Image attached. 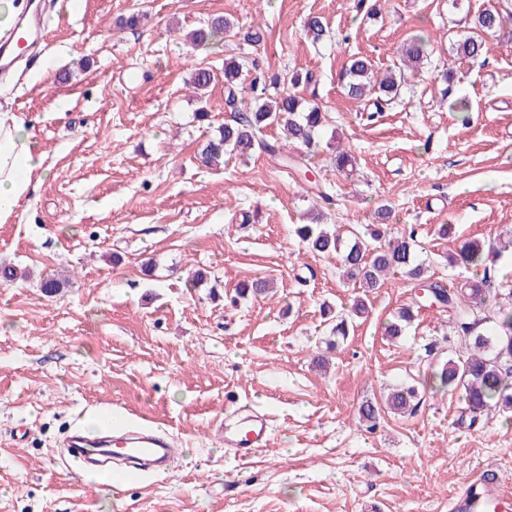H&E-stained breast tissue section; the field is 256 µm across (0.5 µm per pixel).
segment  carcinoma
I'll use <instances>...</instances> for the list:
<instances>
[{
	"label": "carcinoma",
	"instance_id": "cac0c4a2",
	"mask_svg": "<svg viewBox=\"0 0 512 512\" xmlns=\"http://www.w3.org/2000/svg\"><path fill=\"white\" fill-rule=\"evenodd\" d=\"M507 17L491 5L478 14L475 26L483 31L500 28ZM238 35L234 22L216 17L187 35L193 49H208L226 38ZM482 42L467 35L456 43V55L476 57ZM427 42L420 36L407 40L401 51L402 67L382 76L374 73L371 61L362 56L350 59L339 75L344 95L359 103L370 95L378 101L395 98L405 81L406 69L419 67L428 59ZM213 73L197 67L189 85L196 91L209 87ZM312 73H294L267 80L257 61L250 64L227 58L224 60L225 102L234 119L217 130L200 151L202 161L210 166L224 164V156H249L259 151L287 160L298 171H305L302 156L315 155L319 133L325 126L324 106L316 94L308 97L296 88L310 87ZM276 126L282 139H267L266 130ZM391 211L379 206L373 212L376 227L361 233L354 227L347 234L330 231L320 224H298L294 235L305 250L316 254L335 253L341 258L342 276L372 292L381 287L387 275L400 271L416 287L425 291L429 306L448 314L454 346L452 356L432 368L421 382L423 389L458 396L460 423L472 429L497 412L505 421L512 420V289L506 293L493 285V258L501 252L495 239H470L461 244L450 264L483 268L482 276L467 288H449L443 282L426 276V264L417 257L418 243L414 232H404L381 242L382 227L388 225ZM270 290L266 280L242 283L236 289L239 298L260 297ZM421 306L415 302L401 308L396 320L385 328L395 340L404 327L415 319ZM369 314L363 298H355L351 309L337 313L323 307V315L331 322V332L338 338L349 335L357 319ZM420 404L419 388L397 385L381 400L367 401L359 408L358 420L374 429L387 413L412 415Z\"/></svg>",
	"mask_w": 512,
	"mask_h": 512
}]
</instances>
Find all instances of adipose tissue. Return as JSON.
I'll return each instance as SVG.
<instances>
[{"label":"adipose tissue","instance_id":"obj_1","mask_svg":"<svg viewBox=\"0 0 512 512\" xmlns=\"http://www.w3.org/2000/svg\"><path fill=\"white\" fill-rule=\"evenodd\" d=\"M44 156L24 121L0 112V223H6L28 195Z\"/></svg>","mask_w":512,"mask_h":512}]
</instances>
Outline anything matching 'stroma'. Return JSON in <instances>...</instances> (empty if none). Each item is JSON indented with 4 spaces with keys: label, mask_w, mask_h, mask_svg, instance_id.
Instances as JSON below:
<instances>
[{
    "label": "stroma",
    "mask_w": 512,
    "mask_h": 512,
    "mask_svg": "<svg viewBox=\"0 0 512 512\" xmlns=\"http://www.w3.org/2000/svg\"><path fill=\"white\" fill-rule=\"evenodd\" d=\"M77 2L59 10L49 66L0 71V112L32 128L47 168L0 223V512H448L479 469L512 500L502 418L465 428L457 396L426 391L413 415L373 430L357 422L363 402L451 356L447 315L422 310L400 340L383 336L414 298L402 274L388 275L319 370L312 358L331 336L323 308L349 309L357 290L339 256L299 251L307 183L260 152L220 170L199 156L231 119L227 56L271 75L312 71L327 131L357 160L349 176L331 148L309 160L335 198L324 223L368 225L388 206L393 234L414 230L429 275L456 284L470 275L448 263L458 239L512 235V22L475 31L477 58H458L453 44L483 9L512 12V0H381L372 16L353 0ZM133 12L139 24L122 25ZM217 15L239 37L188 47L185 33ZM312 16L327 25L317 43L304 31ZM254 25L262 41L245 42ZM415 35L429 43L427 63L367 122L341 70L357 56L387 69ZM197 67L215 76L201 101L187 87ZM462 97L466 123L452 105ZM442 224L455 238L438 237ZM198 269L207 279L189 287ZM52 275L62 287L48 297L40 281ZM254 278L273 280L275 294L229 304ZM246 401L272 436L240 461L218 429L226 406ZM109 408L160 423L182 450L171 469L124 487L70 470L64 437L100 427Z\"/></svg>",
    "instance_id": "stroma-1"
}]
</instances>
